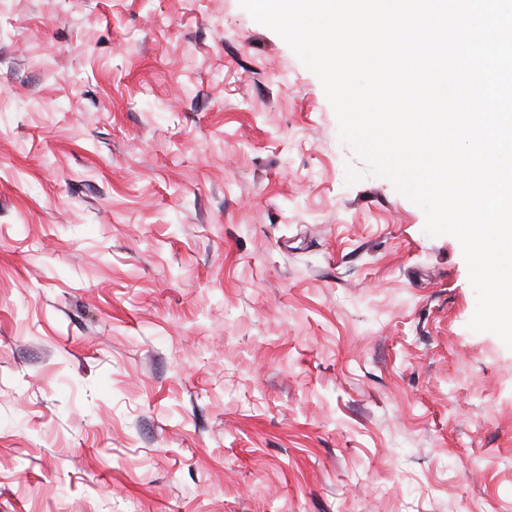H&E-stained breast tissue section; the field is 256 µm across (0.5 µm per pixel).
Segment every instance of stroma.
<instances>
[{
  "mask_svg": "<svg viewBox=\"0 0 512 512\" xmlns=\"http://www.w3.org/2000/svg\"><path fill=\"white\" fill-rule=\"evenodd\" d=\"M424 226L239 0H0V512H512Z\"/></svg>",
  "mask_w": 512,
  "mask_h": 512,
  "instance_id": "1",
  "label": "stroma"
}]
</instances>
